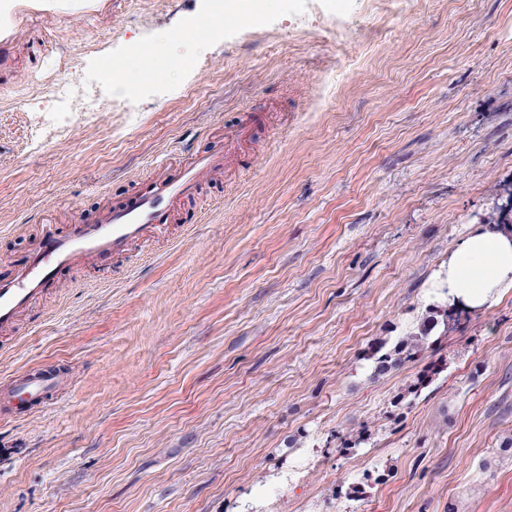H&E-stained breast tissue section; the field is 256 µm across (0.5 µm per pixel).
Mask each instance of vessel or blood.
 Masks as SVG:
<instances>
[{
  "label": "vessel or blood",
  "instance_id": "vessel-or-blood-1",
  "mask_svg": "<svg viewBox=\"0 0 512 512\" xmlns=\"http://www.w3.org/2000/svg\"><path fill=\"white\" fill-rule=\"evenodd\" d=\"M94 0H14L15 17H37L48 10L88 11ZM222 156L198 155L178 175L155 174L139 183L121 202L88 218L76 216L68 233L46 232L13 277L0 280V327L52 287L63 271L91 258L130 251L159 238L177 224L205 178L220 168ZM59 373L27 372L0 389V409L38 408L48 404L63 385Z\"/></svg>",
  "mask_w": 512,
  "mask_h": 512
}]
</instances>
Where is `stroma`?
Here are the masks:
<instances>
[{"mask_svg":"<svg viewBox=\"0 0 512 512\" xmlns=\"http://www.w3.org/2000/svg\"><path fill=\"white\" fill-rule=\"evenodd\" d=\"M200 8L24 20L0 64V278L43 219L65 230L160 158L224 150L190 225L67 270L0 328V384L67 378L0 413V512H512V295L387 374L365 355L415 331L449 248L512 196V0H419L381 26L349 0L334 27L270 0L223 40L179 35ZM152 30L184 69L36 126L54 85ZM63 383V377L56 372H26L2 388L0 409L8 411L21 405L30 409L45 406Z\"/></svg>","mask_w":512,"mask_h":512,"instance_id":"obj_1","label":"stroma"}]
</instances>
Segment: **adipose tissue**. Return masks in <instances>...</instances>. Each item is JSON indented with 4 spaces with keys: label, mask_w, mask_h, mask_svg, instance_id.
I'll use <instances>...</instances> for the list:
<instances>
[{
    "label": "adipose tissue",
    "mask_w": 512,
    "mask_h": 512,
    "mask_svg": "<svg viewBox=\"0 0 512 512\" xmlns=\"http://www.w3.org/2000/svg\"><path fill=\"white\" fill-rule=\"evenodd\" d=\"M449 307L484 310L512 293V231L476 224L448 251L435 282Z\"/></svg>",
    "instance_id": "ef3b65f1"
}]
</instances>
